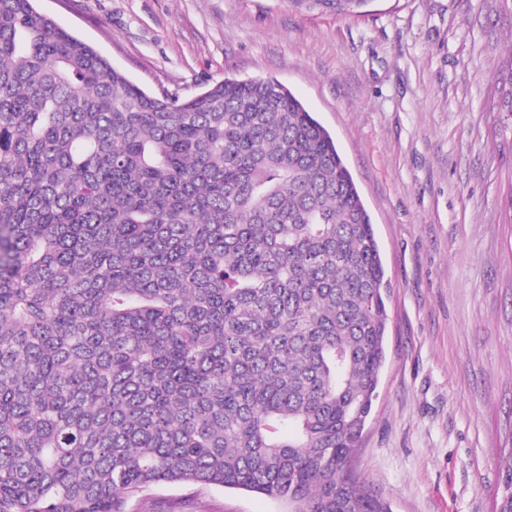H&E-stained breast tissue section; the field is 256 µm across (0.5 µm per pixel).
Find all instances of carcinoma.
I'll list each match as a JSON object with an SVG mask.
<instances>
[{
    "label": "carcinoma",
    "instance_id": "obj_1",
    "mask_svg": "<svg viewBox=\"0 0 512 512\" xmlns=\"http://www.w3.org/2000/svg\"><path fill=\"white\" fill-rule=\"evenodd\" d=\"M34 2L0 0V512L159 483L392 512L350 467L386 285L331 134L274 78L151 95Z\"/></svg>",
    "mask_w": 512,
    "mask_h": 512
}]
</instances>
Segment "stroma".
I'll return each instance as SVG.
<instances>
[{
	"instance_id": "obj_1",
	"label": "stroma",
	"mask_w": 512,
	"mask_h": 512,
	"mask_svg": "<svg viewBox=\"0 0 512 512\" xmlns=\"http://www.w3.org/2000/svg\"><path fill=\"white\" fill-rule=\"evenodd\" d=\"M154 95L274 77L330 132L385 270L386 360L351 465L394 512H495L512 457V71L501 0H37ZM126 512H288L243 490L163 484ZM294 8L305 12L333 13L337 16L361 14L372 0H292Z\"/></svg>"
}]
</instances>
